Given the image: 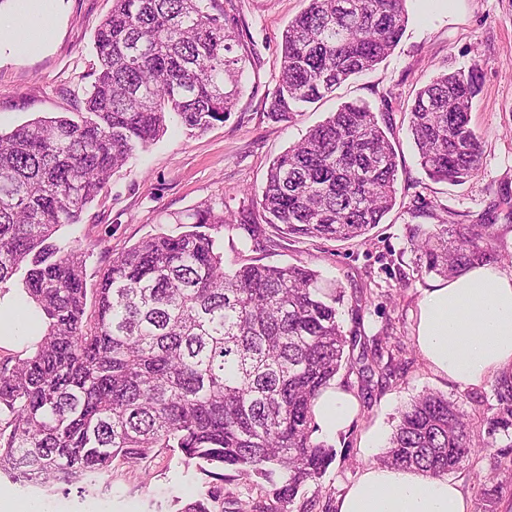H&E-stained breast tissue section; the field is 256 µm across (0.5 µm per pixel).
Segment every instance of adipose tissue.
<instances>
[{"label":"adipose tissue","instance_id":"adipose-tissue-1","mask_svg":"<svg viewBox=\"0 0 512 512\" xmlns=\"http://www.w3.org/2000/svg\"><path fill=\"white\" fill-rule=\"evenodd\" d=\"M414 339L436 373L464 389L512 375V272L488 263L432 283L415 315ZM354 398L325 392L314 410L326 432L344 430ZM338 512H473L454 480L413 469L366 467L336 503Z\"/></svg>","mask_w":512,"mask_h":512}]
</instances>
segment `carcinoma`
<instances>
[{
  "label": "carcinoma",
  "instance_id": "carcinoma-1",
  "mask_svg": "<svg viewBox=\"0 0 512 512\" xmlns=\"http://www.w3.org/2000/svg\"><path fill=\"white\" fill-rule=\"evenodd\" d=\"M405 0H308L284 29L268 115L374 69L399 42ZM99 68L83 111L0 134V284L22 274L43 321L25 355L0 357V473L26 489L64 484L85 496L110 485L112 463L156 448L229 469L284 512L322 478L334 449L312 439L313 407L357 343L303 265L224 267V208L206 204L178 235L112 257L85 316L86 252L54 235L78 223L136 148L176 115L190 130L224 121L241 93L245 56L221 0H113L96 34ZM476 70L439 72L418 89L408 130L434 180L478 173L471 126ZM372 107L347 103L270 165L265 223L294 237L354 240L393 208L398 166ZM416 270L456 276L512 263L492 224H416ZM388 362H383V358ZM393 354L362 349L360 392L390 380ZM488 437L512 448V381L499 380ZM472 444L461 403L426 392L401 410L382 463L435 476L461 469ZM213 486L181 512H224Z\"/></svg>",
  "mask_w": 512,
  "mask_h": 512
}]
</instances>
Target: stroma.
<instances>
[{"label":"stroma","instance_id":"stroma-1","mask_svg":"<svg viewBox=\"0 0 512 512\" xmlns=\"http://www.w3.org/2000/svg\"><path fill=\"white\" fill-rule=\"evenodd\" d=\"M223 3L249 55L235 110L203 133L169 122L166 134L113 173L79 223L60 229L59 239L87 249L91 289L114 254L150 236L179 234L188 214L204 202H220L241 223L224 234L225 266L301 264L317 272L324 289L342 287L344 331L380 335L401 351L393 363L395 379L377 384L371 398L358 399L344 431L318 429L312 435L335 448L337 457L318 482L305 487L291 512H336L346 487L379 460L364 452L369 438L378 433L390 439L400 411L423 391L463 402L470 431L480 437L497 405L493 386L460 388L434 372L418 351L414 314L433 278L417 274L407 236L412 224H492L512 249V208L503 203L512 198V0H407L408 23L391 54L285 122L268 116L267 101L278 85L282 33L307 0ZM111 10L112 0H52L43 15L33 12L29 0H0V25L11 26L15 37L0 44V133L81 106L99 67L95 34ZM37 23L47 24L53 35L33 47L23 33ZM472 68L480 76L471 121L482 141L481 168L461 185L432 180L408 132L409 109L416 91L438 72ZM349 102L375 107L391 128L398 163L393 209L362 241L296 238L265 224L257 201L270 164ZM503 454L497 445L477 449L452 477L474 504H481L488 488L495 512H512V468L495 466ZM215 484L226 491L225 512H236L241 498L270 505L259 492H247L234 472L215 480L166 449L136 465L114 461L111 489L86 499L58 486L23 489L2 474L0 496L39 500L46 512H176L178 501Z\"/></svg>","mask_w":512,"mask_h":512}]
</instances>
